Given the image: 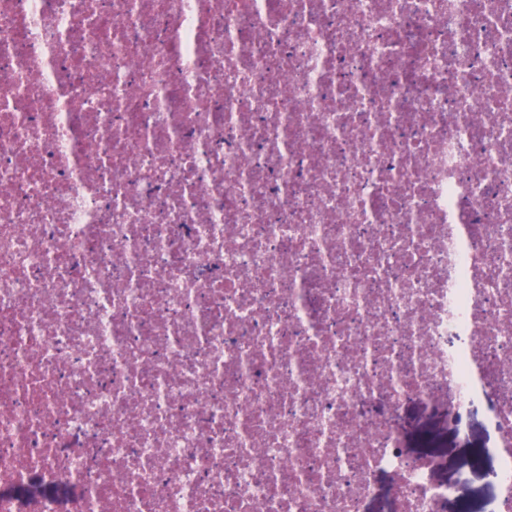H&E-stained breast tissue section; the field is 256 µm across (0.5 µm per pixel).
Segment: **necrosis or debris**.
<instances>
[{
    "instance_id": "necrosis-or-debris-1",
    "label": "necrosis or debris",
    "mask_w": 512,
    "mask_h": 512,
    "mask_svg": "<svg viewBox=\"0 0 512 512\" xmlns=\"http://www.w3.org/2000/svg\"><path fill=\"white\" fill-rule=\"evenodd\" d=\"M478 392L512 512V0H0V512H446ZM493 410V401L481 397L449 420L448 408L410 400L397 417L408 452L436 457L437 478L459 491L448 499L447 512H497L491 473L497 466L499 435Z\"/></svg>"
}]
</instances>
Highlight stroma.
I'll list each match as a JSON object with an SVG mask.
<instances>
[{
	"label": "stroma",
	"mask_w": 512,
	"mask_h": 512,
	"mask_svg": "<svg viewBox=\"0 0 512 512\" xmlns=\"http://www.w3.org/2000/svg\"><path fill=\"white\" fill-rule=\"evenodd\" d=\"M493 402L475 399L456 419L446 407L411 400L397 417L408 452L436 457L437 477L454 486L457 497L447 512H496L497 490L491 473L498 461L499 435L493 425Z\"/></svg>",
	"instance_id": "35a3bbf8"
}]
</instances>
